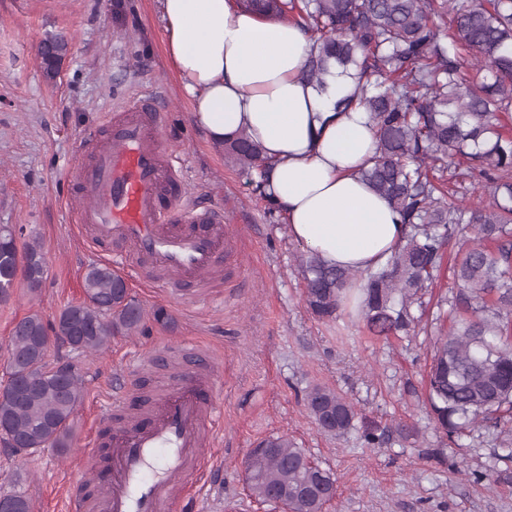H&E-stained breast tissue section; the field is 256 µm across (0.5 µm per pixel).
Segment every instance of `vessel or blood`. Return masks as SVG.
I'll return each instance as SVG.
<instances>
[{
  "label": "vessel or blood",
  "instance_id": "vessel-or-blood-1",
  "mask_svg": "<svg viewBox=\"0 0 512 512\" xmlns=\"http://www.w3.org/2000/svg\"><path fill=\"white\" fill-rule=\"evenodd\" d=\"M164 114L150 97L125 109L109 138L88 133L82 146H94L91 163L72 168L79 186L78 222L92 241L121 243L148 257L171 275L175 296H190L218 267L232 259L234 237L224 212L213 206L185 205L174 152L162 140ZM189 365L178 383L157 399L147 416L125 423L126 398L114 396L106 416L113 419L108 443L91 438L71 470L72 486L86 484L91 468L105 462L106 476L93 503L79 501V512H178L184 490L203 468L219 439L217 425L221 372L207 349L160 342L153 361L174 355Z\"/></svg>",
  "mask_w": 512,
  "mask_h": 512
}]
</instances>
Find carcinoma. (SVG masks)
<instances>
[{"label": "carcinoma", "mask_w": 512, "mask_h": 512, "mask_svg": "<svg viewBox=\"0 0 512 512\" xmlns=\"http://www.w3.org/2000/svg\"><path fill=\"white\" fill-rule=\"evenodd\" d=\"M274 20H292L312 42L305 76L318 84L337 65L365 77L358 100L377 141L361 177L399 213L404 243L377 271L328 267L311 251L300 259L305 302L320 320H333L352 299L346 286L363 283L361 317L377 336L409 334L412 306L431 287L442 258L457 246V290L438 309V334L428 372V403L438 428L456 441L481 423H512V138L499 117L512 111V0H243ZM448 18V23L441 19ZM68 51L63 39L40 48L47 75ZM224 151L267 198L268 166L243 133ZM47 266L42 244L18 246L0 225V301L17 276L35 291ZM85 299L46 322L33 313L9 338L11 370L0 388V444L14 458L44 449L63 453L84 399L81 369L49 362L53 345L79 354L108 348L112 337L138 330L147 313L122 276L92 264ZM305 406L325 433L356 429L355 408L335 390L314 385ZM505 468H499V464ZM245 466L251 495L277 489L300 501L297 512H323L336 488L333 475L286 435L250 451ZM512 474V442L493 454L488 474Z\"/></svg>", "instance_id": "carcinoma-1"}]
</instances>
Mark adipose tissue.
<instances>
[{"mask_svg":"<svg viewBox=\"0 0 512 512\" xmlns=\"http://www.w3.org/2000/svg\"><path fill=\"white\" fill-rule=\"evenodd\" d=\"M166 53L191 118L215 145L244 133L270 165L269 196L293 240L328 265L376 270L404 235L398 212L359 171L373 157L368 112L337 110L357 72L304 70L311 42L291 22L260 19L234 0H163Z\"/></svg>","mask_w":512,"mask_h":512,"instance_id":"ef3b65f1","label":"adipose tissue"}]
</instances>
